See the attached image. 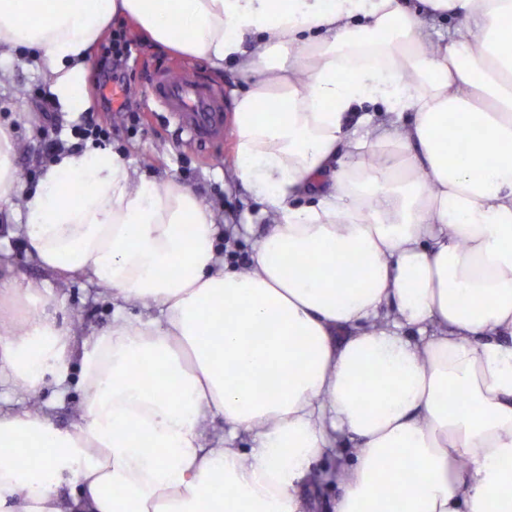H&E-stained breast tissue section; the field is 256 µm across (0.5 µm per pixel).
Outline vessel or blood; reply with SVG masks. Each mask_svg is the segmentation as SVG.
I'll list each match as a JSON object with an SVG mask.
<instances>
[{
  "mask_svg": "<svg viewBox=\"0 0 512 512\" xmlns=\"http://www.w3.org/2000/svg\"><path fill=\"white\" fill-rule=\"evenodd\" d=\"M152 96L193 141L217 138L224 126V114L217 108L216 92L197 81H174L162 73L152 83Z\"/></svg>",
  "mask_w": 512,
  "mask_h": 512,
  "instance_id": "1",
  "label": "vessel or blood"
}]
</instances>
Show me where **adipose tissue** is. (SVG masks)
<instances>
[{
    "label": "adipose tissue",
    "instance_id": "ef3b65f1",
    "mask_svg": "<svg viewBox=\"0 0 512 512\" xmlns=\"http://www.w3.org/2000/svg\"><path fill=\"white\" fill-rule=\"evenodd\" d=\"M116 18L236 64L233 174L273 229L234 266L201 196L117 154L58 153L21 192L0 124L13 235L150 311L82 340L0 276V382L75 364L83 391L66 428L0 413V512H302L348 442L333 512H512V0H0V58L38 50L71 105ZM366 102L390 125L347 128Z\"/></svg>",
    "mask_w": 512,
    "mask_h": 512
}]
</instances>
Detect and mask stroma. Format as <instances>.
I'll use <instances>...</instances> for the list:
<instances>
[{
	"instance_id": "obj_1",
	"label": "stroma",
	"mask_w": 512,
	"mask_h": 512,
	"mask_svg": "<svg viewBox=\"0 0 512 512\" xmlns=\"http://www.w3.org/2000/svg\"><path fill=\"white\" fill-rule=\"evenodd\" d=\"M110 30L123 31L131 43L135 56L146 59L149 71L134 69L127 84V98L140 108L141 124L130 131L129 121L118 111L103 114L112 124V151L131 159L133 167L146 178L164 180L173 178L192 188L220 213L218 237L229 243L235 253V265H246L250 253L271 227L263 217L261 206L249 189L231 180L229 170L235 162L232 136L223 140L198 145L151 100L150 70L181 67L193 79L207 83L220 94L224 109V124L232 126L231 92L239 85L236 72L225 67L223 74H215L206 63L189 59L171 49L154 43L122 20L112 21ZM47 86L36 63L28 66L10 65L9 76L0 87V122L9 123L17 144L16 166L24 173H38L41 161L53 152L71 150L74 138L71 127L76 113L53 104L56 126H48L35 100ZM7 261V271L19 283L49 288L53 303L62 316L72 320L80 337L99 334L109 329L115 308L111 299L96 283L83 279L61 280L45 271L25 251L17 236H0V261ZM82 395L76 382L59 387L49 385L39 396L43 411L60 427L69 426L75 419Z\"/></svg>"
}]
</instances>
